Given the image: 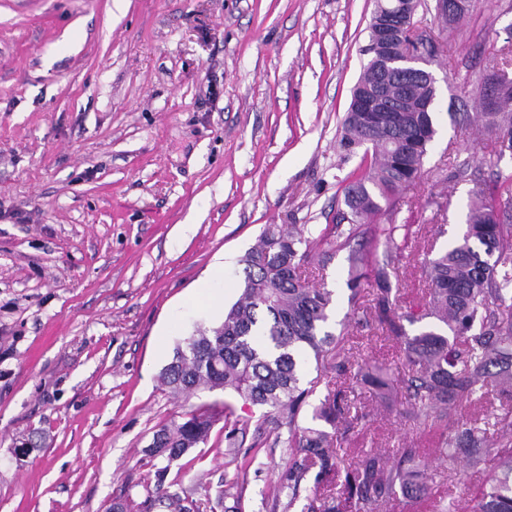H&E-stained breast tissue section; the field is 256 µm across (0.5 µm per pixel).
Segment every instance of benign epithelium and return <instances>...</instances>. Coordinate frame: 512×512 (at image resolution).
<instances>
[{"instance_id": "7a95c632", "label": "benign epithelium", "mask_w": 512, "mask_h": 512, "mask_svg": "<svg viewBox=\"0 0 512 512\" xmlns=\"http://www.w3.org/2000/svg\"><path fill=\"white\" fill-rule=\"evenodd\" d=\"M417 0H393V5L374 11L372 32L374 44L385 58L384 66L377 69V76L371 88L354 89L350 111L386 112L401 111V100L412 99L414 80L412 74H394L391 65L402 62L411 69L420 71L427 79V86L436 90L435 78L431 72L419 66L422 58L418 55L420 40L416 25L407 24L409 11L415 9ZM512 87V79L506 74L493 78L487 85L481 101L485 112L497 110L501 93Z\"/></svg>"}]
</instances>
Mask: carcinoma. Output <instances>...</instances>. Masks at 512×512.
<instances>
[{
  "mask_svg": "<svg viewBox=\"0 0 512 512\" xmlns=\"http://www.w3.org/2000/svg\"><path fill=\"white\" fill-rule=\"evenodd\" d=\"M494 136L493 155L512 153V113H465ZM437 133L431 112H348L340 146L351 152L365 148L371 158L344 178L348 236L362 234V224L388 200L416 183L423 159ZM502 217L494 215L491 193L472 190L462 237L424 264L428 283L425 302L405 315L398 313L388 268L390 252L378 256L356 249L349 257L347 285L351 299L365 288L375 289L374 317L400 343L408 371L400 380L402 415L412 428L429 438L436 459L453 468L463 462L485 474L483 482L459 499L440 498L434 512H512V417L483 424L463 412L474 397L495 391L512 399V272H499L502 255L512 245V201ZM314 242L275 225L263 229L259 243L242 259L244 288L224 311L223 322L198 330L175 348L162 379L170 391L190 396L198 391L224 390L268 409L255 432L265 429L281 437L288 464L272 498L262 499L266 512H293L309 475L313 487L301 512H383L400 487L420 504L431 499L416 462L424 449L401 445L393 458L374 451L357 453L342 464L337 442L368 422V415H350L347 393L366 390L390 400L395 390L389 368L359 364L350 371L336 352L341 337L327 330L333 292L302 280ZM431 320L409 336L401 319ZM347 376L344 388L328 389L313 407L310 426L300 420L302 408L317 382L303 386L309 360L320 363L329 353ZM214 416L190 411L154 433L151 451L178 460L207 442ZM345 424L339 429L338 424ZM330 430H325V427ZM496 432L490 441L487 431ZM166 470L156 474L158 504L170 512H199L193 500L164 487ZM224 512H242V490L236 484L222 491Z\"/></svg>",
  "mask_w": 512,
  "mask_h": 512,
  "instance_id": "carcinoma-1",
  "label": "carcinoma"
}]
</instances>
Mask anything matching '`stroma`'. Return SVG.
Masks as SVG:
<instances>
[{"label": "stroma", "mask_w": 512, "mask_h": 512, "mask_svg": "<svg viewBox=\"0 0 512 512\" xmlns=\"http://www.w3.org/2000/svg\"><path fill=\"white\" fill-rule=\"evenodd\" d=\"M436 4L421 0L416 21L434 53L437 134L419 180L349 240L336 218L362 155L339 141L375 0H0V512L141 504L161 469L202 512H224L230 482L242 512H260L288 461L254 431L262 408L173 395L161 372L239 298L240 259L265 225L328 236L305 275L335 295L340 359L403 376L371 291L350 297L349 254L375 226L405 225L391 280L401 306L422 300L423 261L463 233L474 184L512 171V155L492 159L493 136L451 118L478 111L512 50V0H471L450 24ZM207 276L215 308L193 297ZM227 401L251 425L241 447L226 448L219 421L174 463L150 453L161 424ZM354 404L372 422L343 459L428 447L386 403Z\"/></svg>", "instance_id": "35a3bbf8"}]
</instances>
